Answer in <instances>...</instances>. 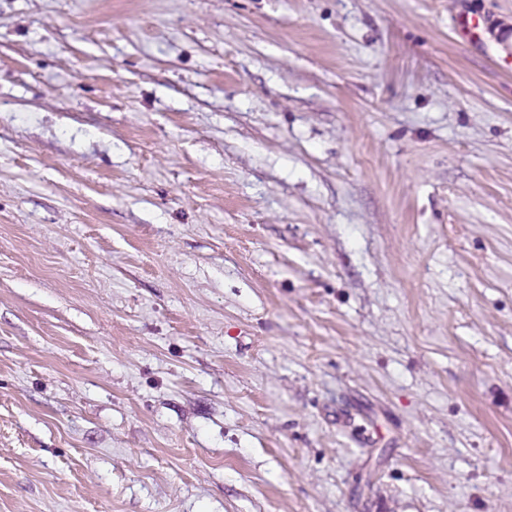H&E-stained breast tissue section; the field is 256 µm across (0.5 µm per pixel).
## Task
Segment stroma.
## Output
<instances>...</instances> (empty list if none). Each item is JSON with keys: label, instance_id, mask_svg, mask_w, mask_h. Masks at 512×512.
Returning a JSON list of instances; mask_svg holds the SVG:
<instances>
[{"label": "stroma", "instance_id": "obj_1", "mask_svg": "<svg viewBox=\"0 0 512 512\" xmlns=\"http://www.w3.org/2000/svg\"><path fill=\"white\" fill-rule=\"evenodd\" d=\"M509 53L512 0H0V512H512Z\"/></svg>", "mask_w": 512, "mask_h": 512}]
</instances>
